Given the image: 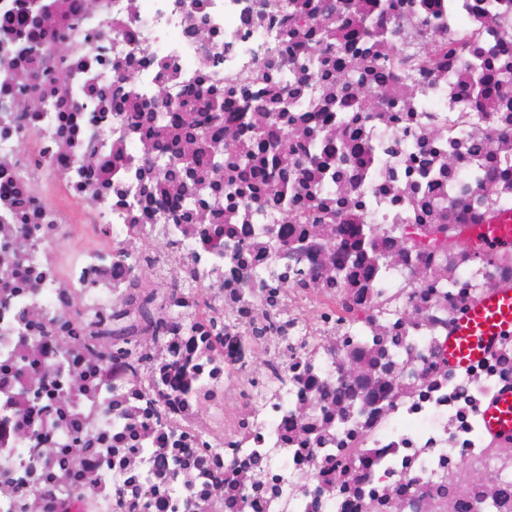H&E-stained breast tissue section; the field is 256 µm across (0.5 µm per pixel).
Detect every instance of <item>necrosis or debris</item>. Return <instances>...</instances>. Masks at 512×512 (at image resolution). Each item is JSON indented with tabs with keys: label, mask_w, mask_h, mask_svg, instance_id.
Wrapping results in <instances>:
<instances>
[{
	"label": "necrosis or debris",
	"mask_w": 512,
	"mask_h": 512,
	"mask_svg": "<svg viewBox=\"0 0 512 512\" xmlns=\"http://www.w3.org/2000/svg\"><path fill=\"white\" fill-rule=\"evenodd\" d=\"M343 2L0 0V512H512V437L486 420L512 335L446 354L512 289V242L459 244L512 214V86L478 90L512 73V0H401L326 43L311 8ZM440 40L454 53L418 70ZM377 53L389 75L359 68ZM244 83L321 222L176 154L166 102L202 128L204 90L228 101L207 153L270 158ZM77 230L104 242L62 256ZM145 269L167 324L150 384L92 337L145 335ZM512 333V289L494 291L458 319L448 340V361L464 364Z\"/></svg>",
	"instance_id": "1"
}]
</instances>
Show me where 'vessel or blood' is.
<instances>
[{"label": "vessel or blood", "instance_id": "b4317fda", "mask_svg": "<svg viewBox=\"0 0 512 512\" xmlns=\"http://www.w3.org/2000/svg\"><path fill=\"white\" fill-rule=\"evenodd\" d=\"M474 234L489 245L512 241V215H501L479 226ZM512 333V289L495 291L458 319L448 340V360L459 365L484 354L498 337ZM494 433L512 436V394L487 411Z\"/></svg>", "mask_w": 512, "mask_h": 512}]
</instances>
